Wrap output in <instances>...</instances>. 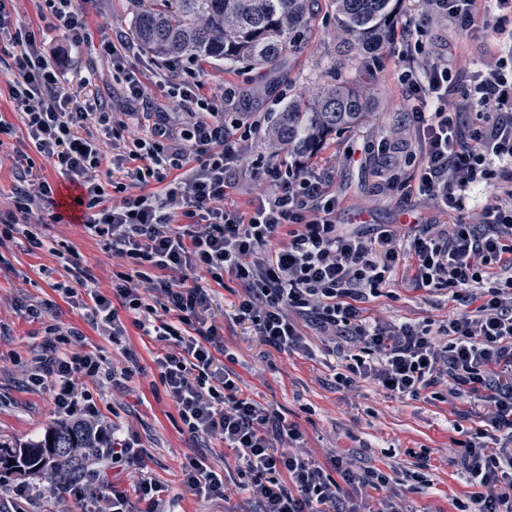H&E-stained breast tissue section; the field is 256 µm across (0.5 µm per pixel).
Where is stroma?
Returning a JSON list of instances; mask_svg holds the SVG:
<instances>
[{
	"mask_svg": "<svg viewBox=\"0 0 512 512\" xmlns=\"http://www.w3.org/2000/svg\"><path fill=\"white\" fill-rule=\"evenodd\" d=\"M40 0H14L11 15L42 42L54 58L61 74L71 84L91 78L109 112H128L132 106L123 94V83L113 76L102 59L104 43L115 37L132 38L134 17L129 0H95L90 7L84 42L75 44L61 33L46 29L40 17ZM326 0H321L311 32L301 51L282 67L269 92L244 95L248 86L258 84L259 75L241 65L220 61H199L195 79L205 92L231 87L236 97L226 119L241 118L255 125L253 156L264 163L288 162L287 153L270 154L262 131L269 113L279 111L293 99H311L324 84L336 57V31L329 18ZM431 53L449 62L463 61L466 71L480 67L491 44L482 34L468 36L452 29L430 33ZM123 65L144 84L153 110L174 111L166 82L184 77L165 62L150 64L147 57H128ZM419 57L406 50L403 40L390 43L368 63L349 71L351 81L371 86L376 103L368 119L344 135L332 136L313 160L320 175L328 180L336 197V221L355 224H398L404 206L396 192L385 183L393 170L377 153L378 143L388 138L403 116L404 88L398 80L401 69L421 67ZM15 75L0 65V117L10 122L13 132L0 139V201L8 202L14 186L19 154L33 157L40 174L53 188L72 184V177L54 170L37 156L20 116L8 96ZM364 149L361 163L340 167L335 155L345 147ZM38 236L43 248L33 247L22 235L0 239V442L15 444L38 439L58 416L48 391L27 383V369L34 350L44 339V328L56 323L82 330L87 349L97 350L107 361H120L121 346L132 347L140 370L123 387L100 388L89 384L104 416H117L130 426L148 451L149 471L168 485L180 499L175 512H256V504L239 490L227 500L210 502L183 492L181 466L194 445L182 434L177 410L159 381L155 358L162 342L142 335L131 316H123L126 334L121 344L94 329L85 310L58 298L54 283L70 284L75 268L89 270L95 286L104 294L112 292V272L116 261L100 241L94 240L78 224L63 222L41 225ZM210 288L213 305L221 310L219 334L233 360L229 367L240 378L243 394L280 411L286 420L297 423L304 433V445L322 465L343 454L357 466L394 469L399 481L392 487L401 494L407 512H456L455 501L471 495L472 489L460 474L461 443L476 422L463 418L462 401L434 399L422 395L415 400L387 397L372 383L362 381L354 389L337 385L335 373L340 361L324 353L326 337L306 330L312 356L287 354L263 345L250 323L238 321L236 309L243 293L238 281L225 276L223 284L203 278ZM52 300L56 306L39 319L19 311L18 298ZM461 307L447 294L398 285L393 296H381L369 303L371 317L383 322L408 321L434 324Z\"/></svg>",
	"mask_w": 512,
	"mask_h": 512,
	"instance_id": "1",
	"label": "stroma"
}]
</instances>
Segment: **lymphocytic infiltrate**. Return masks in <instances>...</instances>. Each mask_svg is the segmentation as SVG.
I'll list each match as a JSON object with an SVG mask.
<instances>
[{
    "label": "lymphocytic infiltrate",
    "instance_id": "1",
    "mask_svg": "<svg viewBox=\"0 0 512 512\" xmlns=\"http://www.w3.org/2000/svg\"><path fill=\"white\" fill-rule=\"evenodd\" d=\"M420 2L404 36L425 63L399 73L407 117L377 151L394 154L402 131H409L415 148L404 162L415 173L395 188L402 199H427L447 220L427 224L410 208L407 222L369 233L337 224L335 195L310 163L298 160L263 168L249 210L225 207L231 179L252 164L254 132L240 120L225 121L232 89L207 95L184 79L171 91L177 113L153 112L144 106L143 85L129 74L125 95L142 109L122 120L105 110L92 83L83 95L72 93L32 35L18 30L11 37L18 78L9 96L32 145L54 169L79 180L86 233L125 263L113 271L107 298L85 274L90 325L119 339L124 311L143 335L166 343L156 364L184 433L189 441L214 439L232 450L236 487L258 512H358L360 488H385L394 478L378 468L355 470L341 456L324 469L303 451L296 423L243 396L237 375L217 358L224 342L202 275L240 282L238 317L276 350L306 351L295 318L308 317L327 336V355L342 361L340 386L368 380L400 399L446 393L467 401L468 415L481 425L461 443V474L475 493L458 502V512H512V44L491 54L470 82L463 69L430 57L424 42L447 23L464 35L482 29L512 37V0H495L489 15L478 0ZM86 16L83 0H45L47 29L74 43L85 39ZM91 122L99 135L80 136ZM133 124L141 132L120 157L127 180L115 183L101 171L104 144ZM151 181L154 192L128 190ZM52 196L44 176L22 170L0 223L13 229L61 223ZM403 267L413 286L448 291L464 310L436 326L370 320L366 303L396 287ZM83 340L78 328L47 325L27 382L49 391L65 418L93 430L99 459L138 479L129 492L98 470L38 492L21 483L12 490V512H30L45 498L70 499L78 512H171L138 435L102 420L82 389L89 381L117 386L129 379L139 365L136 352L122 348L125 364L117 367L86 350ZM181 485L207 501L228 498L223 474L196 454L186 458Z\"/></svg>",
    "mask_w": 512,
    "mask_h": 512
}]
</instances>
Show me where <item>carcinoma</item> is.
<instances>
[{
	"mask_svg": "<svg viewBox=\"0 0 512 512\" xmlns=\"http://www.w3.org/2000/svg\"><path fill=\"white\" fill-rule=\"evenodd\" d=\"M135 36L167 61L222 59L262 74L276 71L302 47L318 0H131ZM399 0H330L336 29L334 68L342 70L383 49L398 23ZM371 100L361 86L336 76L311 101L292 100L268 120L280 149L304 158L324 137L357 127ZM82 424L59 422L38 441L0 443V475L50 474L62 484L88 465L94 448Z\"/></svg>",
	"mask_w": 512,
	"mask_h": 512,
	"instance_id": "1",
	"label": "carcinoma"
}]
</instances>
